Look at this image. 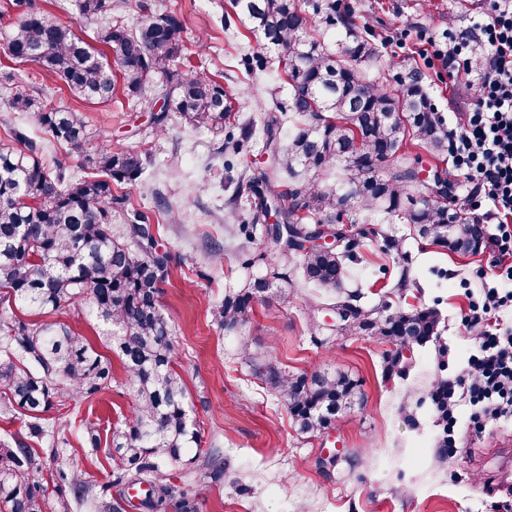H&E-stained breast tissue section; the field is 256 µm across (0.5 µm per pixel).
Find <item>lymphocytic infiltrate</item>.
Masks as SVG:
<instances>
[{
    "label": "lymphocytic infiltrate",
    "mask_w": 512,
    "mask_h": 512,
    "mask_svg": "<svg viewBox=\"0 0 512 512\" xmlns=\"http://www.w3.org/2000/svg\"><path fill=\"white\" fill-rule=\"evenodd\" d=\"M421 56L428 68L467 81L474 90V105L448 128V174L463 179L462 204L473 223L496 227L489 237L492 269L476 270L479 287L459 324L475 343L466 369L448 381L445 393V453L453 460L462 452L456 392L469 398L467 427L474 432L512 414V331L487 323L512 304V0H486L478 22L449 32L446 42L427 40ZM490 274L507 291L488 286Z\"/></svg>",
    "instance_id": "1"
}]
</instances>
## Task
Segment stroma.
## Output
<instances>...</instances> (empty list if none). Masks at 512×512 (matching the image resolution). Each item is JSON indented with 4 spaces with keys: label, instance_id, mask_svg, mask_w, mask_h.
Wrapping results in <instances>:
<instances>
[{
    "label": "stroma",
    "instance_id": "1",
    "mask_svg": "<svg viewBox=\"0 0 512 512\" xmlns=\"http://www.w3.org/2000/svg\"><path fill=\"white\" fill-rule=\"evenodd\" d=\"M160 9L177 13L187 27V45L207 74L230 88L247 117L274 113L276 100L287 97L286 76L278 52L262 49L243 24L223 29L220 19L228 0H155ZM365 16L368 39L376 44L382 64H371L370 78L397 88L409 71L421 72L428 100L445 123L455 122L472 102L465 83L451 84L426 68L419 51L428 38L444 39L448 31L477 21L484 0H343ZM264 55L267 67L248 77L239 68L244 56ZM17 68L30 86L43 90L48 102L82 112L93 130L112 144L148 152L152 167L144 181L131 187L135 206L153 211L162 247L180 255L163 286L162 312L175 329L178 370L186 385L190 418L203 447L221 449L223 483L200 488L201 512H500L512 501V419L488 424L481 434L467 429L469 405L460 400L458 433L465 451L454 464L436 453L439 429L427 399L431 383L460 371L473 342L459 331L468 308L462 284L476 267L486 265L490 251L458 256L416 236L410 225L375 216L381 231L400 240L399 251L383 254L368 243L350 264L351 286L361 288L363 303L373 306L391 272L408 268L417 286L391 302L406 308L436 306L439 334L413 349L406 375L384 373L389 343L368 336L313 333L315 290L305 285L299 268L288 270L281 287L286 302L257 304L252 320L226 330L207 318L209 306L225 292L270 269L261 234L244 238L237 232L250 221L254 199L237 190L238 174L225 169L215 150L221 137L188 125L179 113L168 115L165 133H157L142 98L119 97L106 103L78 99L57 77L33 63L14 64L0 51V70ZM238 194V210L225 205ZM178 211V223L168 219ZM224 247V262L212 277L202 276L213 243ZM250 265H243V258ZM266 356L283 370L312 373L324 365L360 379L363 405L337 418L328 434L298 435L286 405L246 362L245 352ZM133 391L122 369L110 386L81 402L79 408L50 410L47 423L71 422L65 453L85 480L104 484L112 468L104 452H93L81 428L96 422L101 436L130 415ZM339 454L337 466L323 468L326 452Z\"/></svg>",
    "mask_w": 512,
    "mask_h": 512
}]
</instances>
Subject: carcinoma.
Instances as JSON below:
<instances>
[{"label":"carcinoma","instance_id":"obj_1","mask_svg":"<svg viewBox=\"0 0 512 512\" xmlns=\"http://www.w3.org/2000/svg\"><path fill=\"white\" fill-rule=\"evenodd\" d=\"M129 2L75 0L79 18L98 24L92 45L59 23L46 0H9L5 8L15 19L5 47L11 59L39 65L85 101L108 102L119 88L125 95L143 96L161 81L158 95L164 106L154 117L160 132L167 113L178 112L195 128L225 133L224 150L234 155L239 141L251 139L257 128L267 132L273 175L269 196L257 191L253 223L239 225V232L252 236L260 218L275 209L279 222L265 227L264 239L272 267L209 308L219 327L243 326L255 303L284 298L273 288L292 262L306 285L329 291L318 303L322 312L363 298L359 289H342L350 278L346 260L378 236L385 251L399 250L401 242L383 235L368 217L357 218L356 204L396 217L419 237L457 254L475 255L484 245V225L463 215L450 224L447 203L422 198L433 186L420 178V159L411 147L424 145L447 158L446 126L428 109L418 72H410L397 89L366 76L365 66L379 61L380 51L351 11L336 14L332 0L325 8L319 0H230L260 46L282 55L289 99L281 118L289 133L278 144L271 131L276 117L239 120L224 83L194 65L178 15L143 0L137 4V26L112 19ZM322 13L326 26L341 27L342 37L333 43L318 32ZM0 85L11 87L8 108L33 114L40 129L33 136L15 127L9 139L0 141V308L54 313L72 306L85 312L106 327L104 336L136 398L131 416L112 430L111 483L93 491L54 448L50 497L47 486L35 479L41 458L21 440L5 442L0 445V505L8 512H46L53 501L55 512L80 506L90 512H127L131 503L124 488L146 483L143 512H199L197 491L173 483L164 467L199 461L200 478L219 483L224 461L216 449L201 447L199 431L188 423L173 329L159 302L177 262L169 252L157 251L151 214L134 207L125 192L144 179L151 159L110 143L86 155L92 135L80 111L51 105L12 70L0 71ZM47 142L83 157L90 175L74 176L61 159L46 162ZM332 175L346 192L323 186ZM115 220L126 226L125 236L112 234ZM358 222L367 228L353 235L345 255L311 245L326 228L343 231ZM440 322L434 307L406 310L382 300L357 313L337 334L380 337L398 348L431 341ZM246 360L285 402L302 435L321 433L337 413L363 402L360 381L332 367L308 377L283 371L268 359L249 355ZM112 378L111 360L68 324L0 319V413L28 417L29 436L42 439L60 431L43 423L42 414L64 398L78 403L96 395Z\"/></svg>","mask_w":512,"mask_h":512}]
</instances>
